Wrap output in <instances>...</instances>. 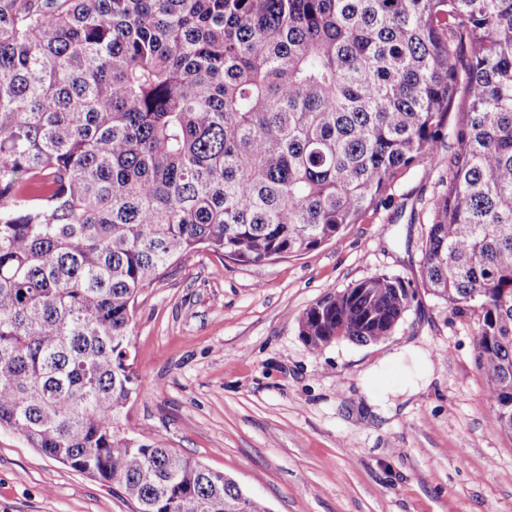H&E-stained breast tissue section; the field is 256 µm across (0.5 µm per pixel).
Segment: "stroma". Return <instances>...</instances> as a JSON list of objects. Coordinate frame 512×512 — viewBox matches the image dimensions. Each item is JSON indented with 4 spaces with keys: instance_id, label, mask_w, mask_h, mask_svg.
Wrapping results in <instances>:
<instances>
[{
    "instance_id": "obj_1",
    "label": "stroma",
    "mask_w": 512,
    "mask_h": 512,
    "mask_svg": "<svg viewBox=\"0 0 512 512\" xmlns=\"http://www.w3.org/2000/svg\"><path fill=\"white\" fill-rule=\"evenodd\" d=\"M462 106L455 97L436 161L403 169L335 240L261 263L201 250L141 291L129 405L140 440L224 472L270 512H512V436L478 364V319L421 279ZM377 274L415 295L394 333L312 351L306 309ZM0 512L136 506L2 429Z\"/></svg>"
}]
</instances>
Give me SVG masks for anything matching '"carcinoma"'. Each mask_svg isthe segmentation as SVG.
Wrapping results in <instances>:
<instances>
[{"mask_svg": "<svg viewBox=\"0 0 512 512\" xmlns=\"http://www.w3.org/2000/svg\"><path fill=\"white\" fill-rule=\"evenodd\" d=\"M460 90L422 279L479 316L512 436V0H0V429L137 512H227L232 478L135 436L137 294L201 248L336 239L431 159ZM408 303L369 277L299 335L372 344Z\"/></svg>", "mask_w": 512, "mask_h": 512, "instance_id": "cac0c4a2", "label": "carcinoma"}]
</instances>
